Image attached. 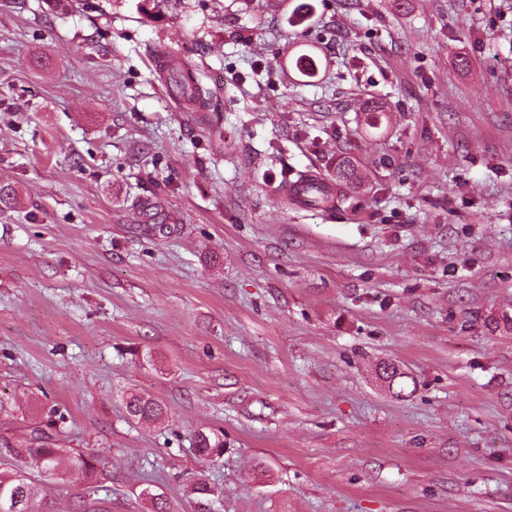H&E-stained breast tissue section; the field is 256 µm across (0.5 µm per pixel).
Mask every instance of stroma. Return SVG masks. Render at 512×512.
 <instances>
[{"label":"stroma","instance_id":"35a3bbf8","mask_svg":"<svg viewBox=\"0 0 512 512\" xmlns=\"http://www.w3.org/2000/svg\"><path fill=\"white\" fill-rule=\"evenodd\" d=\"M1 182L0 439L55 404L95 459L35 512H512V0H0ZM165 70L170 86L180 92L185 105L197 106L204 102L205 90L190 71L185 72L179 65L170 66ZM128 415L142 425H161L168 415L166 404L152 396H145L139 391H130L125 397ZM196 451L207 461H215L224 455V439L213 432L199 431L195 434Z\"/></svg>","mask_w":512,"mask_h":512}]
</instances>
